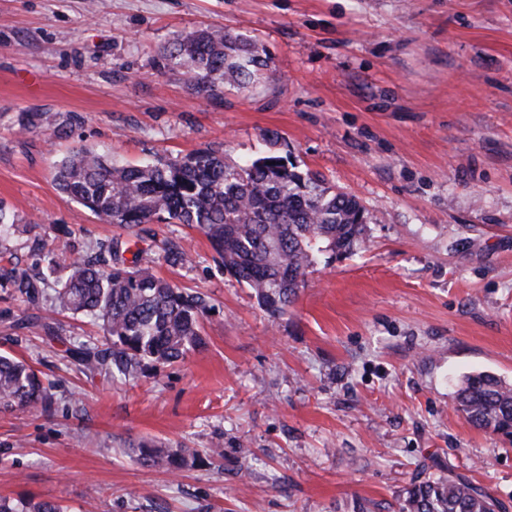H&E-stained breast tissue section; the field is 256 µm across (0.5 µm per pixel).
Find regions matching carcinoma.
<instances>
[{"mask_svg":"<svg viewBox=\"0 0 512 512\" xmlns=\"http://www.w3.org/2000/svg\"><path fill=\"white\" fill-rule=\"evenodd\" d=\"M166 57L184 68L197 93L217 99L226 87L246 88L268 79L270 57L253 40L229 31L198 30L179 39ZM58 190L97 219L118 224L137 238L145 224H184L201 231L221 272L252 288L271 317L288 313L320 255L352 253L364 242L368 209L348 192L334 190L316 174L268 152L245 165L228 164L213 149L142 166L118 165L80 147L54 167ZM36 225L19 224L0 205V252L16 234H27L31 263L0 265V288L35 306L48 280L53 306L89 316L103 336L74 349L78 370L129 377L145 367L176 362L204 344L202 324L211 310L203 295L161 279L137 261L127 264L121 243L99 244L83 257L52 255ZM170 265L189 262L176 245L164 243ZM24 327L56 336L46 315H31ZM52 384L26 362L0 355V408L52 404ZM456 408L473 426L512 436V383L487 371L464 374ZM137 460L176 471L196 459L195 448L143 443ZM0 512H67L51 501L0 499ZM400 512H506L504 504L462 475L416 479Z\"/></svg>","mask_w":512,"mask_h":512,"instance_id":"cac0c4a2","label":"carcinoma"}]
</instances>
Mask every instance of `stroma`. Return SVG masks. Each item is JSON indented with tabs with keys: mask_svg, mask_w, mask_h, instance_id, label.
Returning a JSON list of instances; mask_svg holds the SVG:
<instances>
[{
	"mask_svg": "<svg viewBox=\"0 0 512 512\" xmlns=\"http://www.w3.org/2000/svg\"><path fill=\"white\" fill-rule=\"evenodd\" d=\"M206 27L264 45L270 79L198 96L162 53ZM81 146L130 166L273 147L357 196L368 240L321 258L273 318L202 234L148 225L141 265L215 311L204 348L127 381L73 371L0 288V352L55 385L49 410H0V497L398 512L413 478L449 471L512 512V437L454 401L466 372L512 383V0H0V203L71 257L129 238L56 189L54 163ZM163 239L190 264L166 263ZM144 442L199 458L148 467Z\"/></svg>",
	"mask_w": 512,
	"mask_h": 512,
	"instance_id": "35a3bbf8",
	"label": "stroma"
}]
</instances>
